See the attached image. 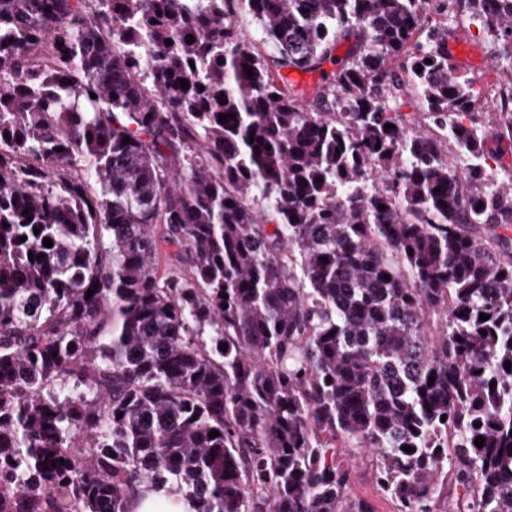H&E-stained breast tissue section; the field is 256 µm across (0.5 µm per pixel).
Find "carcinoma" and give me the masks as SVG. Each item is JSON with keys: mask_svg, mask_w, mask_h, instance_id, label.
Listing matches in <instances>:
<instances>
[{"mask_svg": "<svg viewBox=\"0 0 512 512\" xmlns=\"http://www.w3.org/2000/svg\"><path fill=\"white\" fill-rule=\"evenodd\" d=\"M463 11L512 68V0H0V512H372L338 446L512 512V81L491 140ZM130 512H190L181 493L174 488L158 490L141 489L131 502Z\"/></svg>", "mask_w": 512, "mask_h": 512, "instance_id": "obj_1", "label": "carcinoma"}]
</instances>
